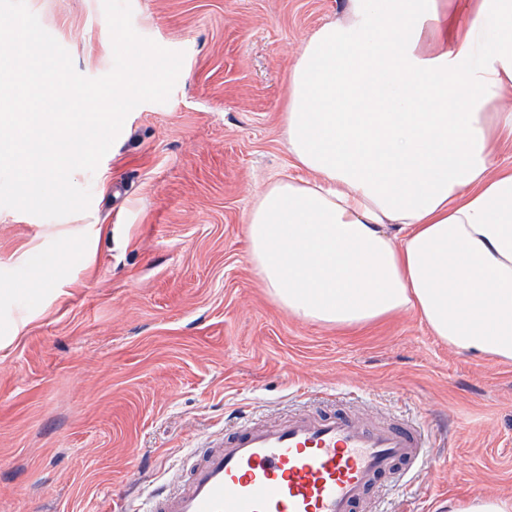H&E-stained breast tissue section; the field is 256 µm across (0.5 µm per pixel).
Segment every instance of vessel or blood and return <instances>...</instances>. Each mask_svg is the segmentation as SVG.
<instances>
[{
    "mask_svg": "<svg viewBox=\"0 0 512 512\" xmlns=\"http://www.w3.org/2000/svg\"><path fill=\"white\" fill-rule=\"evenodd\" d=\"M429 446L416 424L341 410L247 421L194 448L177 479L125 512H384L373 490L394 489Z\"/></svg>",
    "mask_w": 512,
    "mask_h": 512,
    "instance_id": "obj_1",
    "label": "vessel or blood"
}]
</instances>
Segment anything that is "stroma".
Segmentation results:
<instances>
[{
    "mask_svg": "<svg viewBox=\"0 0 512 512\" xmlns=\"http://www.w3.org/2000/svg\"><path fill=\"white\" fill-rule=\"evenodd\" d=\"M78 73L113 66L102 0H26ZM184 54L170 99L126 117L86 212L0 207V512H112L240 422L336 405L424 421L432 465L386 512L512 497V365L458 353L407 311L300 321L247 257L255 195L290 167L281 112L301 44L342 0H130Z\"/></svg>",
    "mask_w": 512,
    "mask_h": 512,
    "instance_id": "obj_1",
    "label": "stroma"
}]
</instances>
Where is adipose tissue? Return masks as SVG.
Masks as SVG:
<instances>
[{
    "instance_id": "adipose-tissue-1",
    "label": "adipose tissue",
    "mask_w": 512,
    "mask_h": 512,
    "mask_svg": "<svg viewBox=\"0 0 512 512\" xmlns=\"http://www.w3.org/2000/svg\"><path fill=\"white\" fill-rule=\"evenodd\" d=\"M345 0L288 69L284 145L245 225L274 302L343 328L415 311L512 363V0Z\"/></svg>"
}]
</instances>
